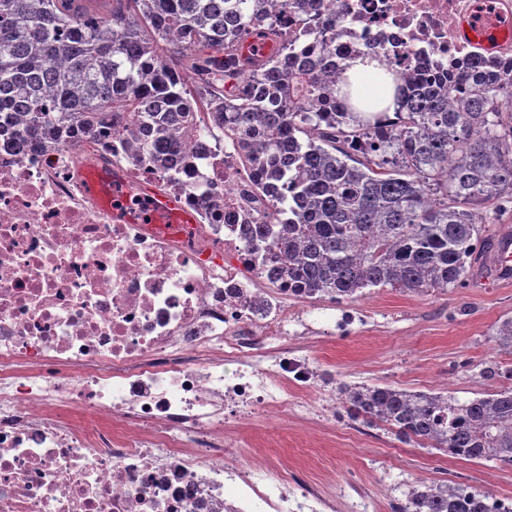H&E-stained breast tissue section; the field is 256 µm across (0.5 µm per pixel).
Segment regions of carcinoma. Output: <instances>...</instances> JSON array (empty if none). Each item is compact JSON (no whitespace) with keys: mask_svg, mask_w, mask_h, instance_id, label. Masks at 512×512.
<instances>
[{"mask_svg":"<svg viewBox=\"0 0 512 512\" xmlns=\"http://www.w3.org/2000/svg\"><path fill=\"white\" fill-rule=\"evenodd\" d=\"M0 0V121L39 143L76 128L112 129L111 108L132 110L142 149L194 131L182 73L218 68L237 78L239 40L279 6L296 14L307 0ZM356 54L336 57L319 29L299 34L281 59L259 65L262 95L224 102L225 135L259 183L280 182V223L246 238L278 261L303 298L341 303L366 288L407 295L463 286L481 225L512 215V89L459 63L393 77L396 120L355 112L341 93ZM512 354V317L495 332ZM350 416L448 456L512 466V386L460 401L443 392L392 385L338 387ZM392 512H512V500L454 481L408 487Z\"/></svg>","mask_w":512,"mask_h":512,"instance_id":"cac0c4a2","label":"carcinoma"}]
</instances>
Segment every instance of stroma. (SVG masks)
I'll return each mask as SVG.
<instances>
[{"mask_svg": "<svg viewBox=\"0 0 512 512\" xmlns=\"http://www.w3.org/2000/svg\"><path fill=\"white\" fill-rule=\"evenodd\" d=\"M352 306L360 321L305 350L335 383H382L467 400L502 386L501 378L483 377L485 367H512V354L493 338L499 323L512 317V287L500 286L492 276H485L481 287L445 293L407 296L368 288ZM240 433L249 456L286 465L292 475L317 485L335 484L336 512H348V502L362 493L370 498L369 512H391V503L416 481L455 480L512 498V467L400 441L341 408L335 420L319 426L304 418L268 419L241 427Z\"/></svg>", "mask_w": 512, "mask_h": 512, "instance_id": "1", "label": "stroma"}]
</instances>
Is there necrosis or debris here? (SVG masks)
Here are the masks:
<instances>
[{
  "instance_id": "obj_1",
  "label": "necrosis or debris",
  "mask_w": 512,
  "mask_h": 512,
  "mask_svg": "<svg viewBox=\"0 0 512 512\" xmlns=\"http://www.w3.org/2000/svg\"><path fill=\"white\" fill-rule=\"evenodd\" d=\"M474 0H315L337 53L372 48L402 74L466 59L512 82V38L486 52L460 24ZM213 96L169 163L127 114L109 135L0 139V512H336L335 486L258 467L238 429L320 418L302 354L314 308L244 245L279 221L213 119ZM171 202L186 224H152Z\"/></svg>"
}]
</instances>
